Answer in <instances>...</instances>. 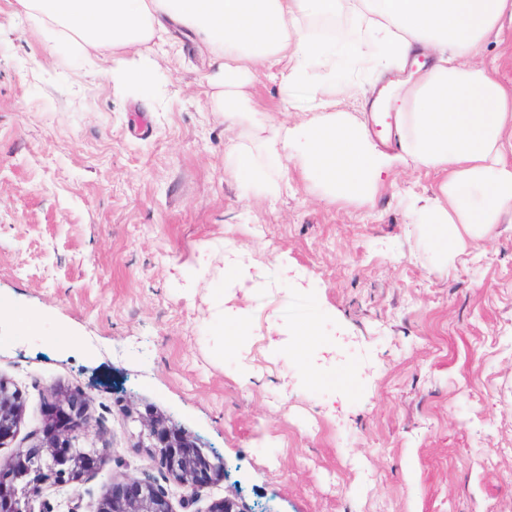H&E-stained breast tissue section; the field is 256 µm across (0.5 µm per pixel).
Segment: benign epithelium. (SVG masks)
I'll return each instance as SVG.
<instances>
[{"mask_svg": "<svg viewBox=\"0 0 512 512\" xmlns=\"http://www.w3.org/2000/svg\"><path fill=\"white\" fill-rule=\"evenodd\" d=\"M41 437L32 446L19 450L11 460L10 476L0 478V512H55L43 498L48 486L61 491L80 483L111 455L112 449L81 448L76 441L91 425L88 396L50 386L44 396ZM23 398L14 384L0 377V446L13 438L23 412ZM126 418L140 425L137 445L151 451L185 490L182 501L190 507L200 489L224 473L226 465L210 458L180 428L149 410L141 413L123 409ZM40 501V509L33 503ZM95 512H173L170 491L162 486L130 480L118 484L99 501ZM209 512H247L238 496H226L213 504Z\"/></svg>", "mask_w": 512, "mask_h": 512, "instance_id": "obj_1", "label": "benign epithelium"}]
</instances>
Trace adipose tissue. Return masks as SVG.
<instances>
[{
  "label": "adipose tissue",
  "instance_id": "adipose-tissue-1",
  "mask_svg": "<svg viewBox=\"0 0 512 512\" xmlns=\"http://www.w3.org/2000/svg\"><path fill=\"white\" fill-rule=\"evenodd\" d=\"M360 2V21L338 52L305 20L336 16L350 0H15V7L71 40L92 38L118 50L112 80L125 91L148 84L154 70L151 59L123 57L121 49L167 45L173 23L194 31L217 65L214 111L257 128L267 158L292 163L331 201L371 197L383 173L399 165L443 172L437 193L414 198L410 213L414 230L433 240L439 263L451 265L512 217V93L478 61L486 40L512 30V0ZM340 53L374 71L431 54L389 104L397 114L396 150H381L363 124L337 110L328 74L316 88L317 117L292 125L260 122L243 92L265 66L276 68L284 90L305 87L315 65L329 73ZM225 171L269 198L288 189L284 176H268L244 146L226 151Z\"/></svg>",
  "mask_w": 512,
  "mask_h": 512
}]
</instances>
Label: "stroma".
<instances>
[{
    "instance_id": "obj_1",
    "label": "stroma",
    "mask_w": 512,
    "mask_h": 512,
    "mask_svg": "<svg viewBox=\"0 0 512 512\" xmlns=\"http://www.w3.org/2000/svg\"><path fill=\"white\" fill-rule=\"evenodd\" d=\"M0 0V377L24 408L0 465L33 445L43 395L86 392L81 446L111 455L78 484L95 512L130 479L170 489L173 512L236 490L248 512H512V223L440 265L408 230L409 199L443 175L398 166L372 201H331L296 167L288 195L245 192L224 172L251 143L211 102L209 48L173 28L153 83L117 90L112 50L75 43ZM360 122L379 84L336 74ZM261 119L316 116L309 89L270 70L244 89ZM255 251L267 287L240 300L246 340L213 312L224 248ZM209 248L193 294L174 276ZM310 336L273 353L274 329ZM180 426L227 465L191 510L136 447L123 405Z\"/></svg>"
}]
</instances>
